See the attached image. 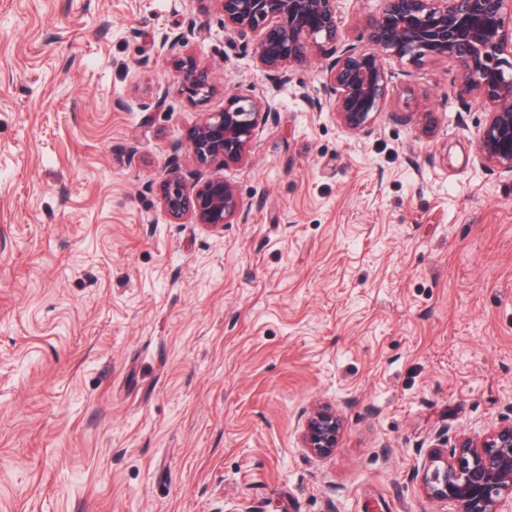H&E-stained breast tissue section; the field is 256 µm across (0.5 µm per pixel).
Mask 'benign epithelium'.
<instances>
[{"instance_id":"7a95c632","label":"benign epithelium","mask_w":512,"mask_h":512,"mask_svg":"<svg viewBox=\"0 0 512 512\" xmlns=\"http://www.w3.org/2000/svg\"><path fill=\"white\" fill-rule=\"evenodd\" d=\"M224 31L244 44L255 66L274 86L292 79L293 67L320 59L327 76L331 112L341 127L364 131L382 111L392 75L384 56L419 62L450 61L461 75L460 104L480 101L486 119L476 136V153L489 169L512 174V0H381L367 21L375 50L345 40L338 0H213ZM200 34L190 26L164 42L179 73L180 92L200 104L217 91L212 70L186 50ZM278 112L264 95L233 93L224 109L203 112L171 147L169 177L159 186L161 206L172 224L222 227L244 218L236 186L213 176L187 188L180 152L187 148L199 165L246 162L258 124ZM342 419L321 407L306 418L301 441L324 457L338 447ZM427 498L448 500L456 512H512V423L480 439L461 437L448 455L434 450L424 467Z\"/></svg>"}]
</instances>
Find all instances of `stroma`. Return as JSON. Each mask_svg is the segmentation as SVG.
Instances as JSON below:
<instances>
[{
  "instance_id": "stroma-1",
  "label": "stroma",
  "mask_w": 512,
  "mask_h": 512,
  "mask_svg": "<svg viewBox=\"0 0 512 512\" xmlns=\"http://www.w3.org/2000/svg\"><path fill=\"white\" fill-rule=\"evenodd\" d=\"M337 6L370 49L381 0ZM190 24L200 106L162 50ZM386 65L350 132L318 60L271 86L213 0H0V512H453L416 472L512 422V175L456 66ZM249 90L278 110L247 163L181 156L246 220L169 223L172 145ZM321 404L327 457L301 444ZM342 419L335 409L321 407L306 418L301 434L303 448L317 457H324L338 447Z\"/></svg>"
}]
</instances>
